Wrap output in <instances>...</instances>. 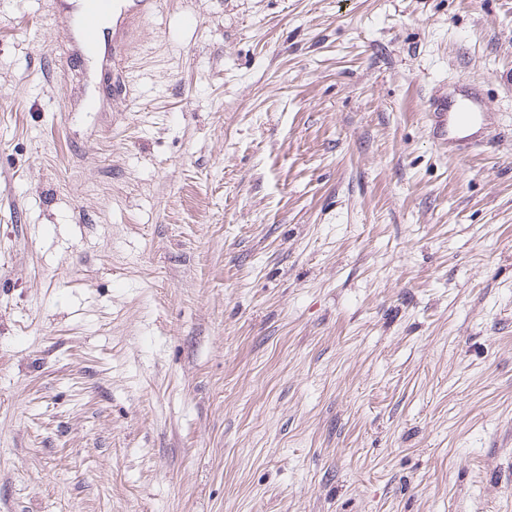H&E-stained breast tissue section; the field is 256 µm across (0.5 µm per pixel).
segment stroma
<instances>
[{"instance_id":"1","label":"stroma","mask_w":512,"mask_h":512,"mask_svg":"<svg viewBox=\"0 0 512 512\" xmlns=\"http://www.w3.org/2000/svg\"><path fill=\"white\" fill-rule=\"evenodd\" d=\"M50 14L0 0V512H512V0H162L120 99ZM458 95L436 104L432 114L433 136L451 154L477 146L489 120L485 102L479 95L474 92Z\"/></svg>"}]
</instances>
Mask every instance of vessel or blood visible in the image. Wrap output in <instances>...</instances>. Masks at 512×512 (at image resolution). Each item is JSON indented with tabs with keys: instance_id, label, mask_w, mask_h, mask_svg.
I'll use <instances>...</instances> for the list:
<instances>
[{
	"instance_id": "obj_1",
	"label": "vessel or blood",
	"mask_w": 512,
	"mask_h": 512,
	"mask_svg": "<svg viewBox=\"0 0 512 512\" xmlns=\"http://www.w3.org/2000/svg\"><path fill=\"white\" fill-rule=\"evenodd\" d=\"M132 4L137 6V17L142 20L157 10L159 0H83L81 10L72 16L71 23L86 55L101 54L104 19L111 14L121 15ZM488 120L484 100L476 93L467 92L436 104L432 131L438 144L453 153L477 146Z\"/></svg>"
}]
</instances>
